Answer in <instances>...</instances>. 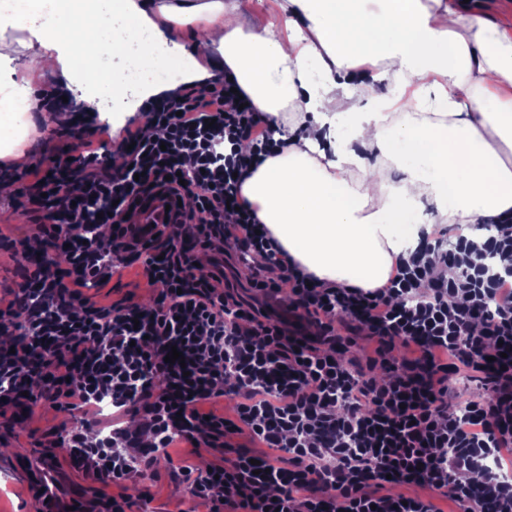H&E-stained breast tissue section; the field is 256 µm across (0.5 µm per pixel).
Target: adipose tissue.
<instances>
[{
  "label": "adipose tissue",
  "instance_id": "1",
  "mask_svg": "<svg viewBox=\"0 0 512 512\" xmlns=\"http://www.w3.org/2000/svg\"><path fill=\"white\" fill-rule=\"evenodd\" d=\"M288 32L274 38L273 26ZM217 53L201 65L187 45ZM0 157L17 158L38 78L123 111L232 72L286 148L242 195L295 261L373 289L437 224L512 216V0H283L276 22L239 0H11L0 10ZM112 56L114 76L91 64ZM397 170L391 181L388 170Z\"/></svg>",
  "mask_w": 512,
  "mask_h": 512
}]
</instances>
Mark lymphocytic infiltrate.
Here are the masks:
<instances>
[{
	"mask_svg": "<svg viewBox=\"0 0 512 512\" xmlns=\"http://www.w3.org/2000/svg\"><path fill=\"white\" fill-rule=\"evenodd\" d=\"M234 86L195 82L147 100L119 135L85 119L70 155L0 161L42 254L0 306V425L63 401L81 422L47 443L101 487L153 476L174 441L213 449L221 464L179 467L208 512H438L439 498L512 512V218L448 249L436 227L372 290L317 281L240 192L239 174L283 144L253 106H232ZM167 198L168 223L136 224ZM132 255L154 304L92 302ZM228 259L257 290L287 287L293 320L245 304ZM357 333L375 345L363 363L342 349ZM174 349L183 362H167ZM472 381L482 392L458 401ZM218 397L232 415H205Z\"/></svg>",
	"mask_w": 512,
	"mask_h": 512,
	"instance_id": "obj_1",
	"label": "lymphocytic infiltrate"
}]
</instances>
